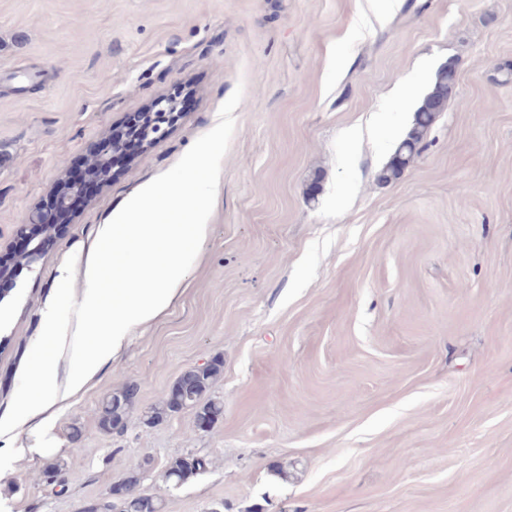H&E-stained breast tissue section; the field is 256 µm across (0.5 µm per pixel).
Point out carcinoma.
I'll list each match as a JSON object with an SVG mask.
<instances>
[{"instance_id": "1", "label": "carcinoma", "mask_w": 512, "mask_h": 512, "mask_svg": "<svg viewBox=\"0 0 512 512\" xmlns=\"http://www.w3.org/2000/svg\"><path fill=\"white\" fill-rule=\"evenodd\" d=\"M455 84L456 71L453 65H444L435 73L431 91L422 98L411 128L397 144L390 162L381 169L378 175L380 181L388 183L398 179L404 169L421 153L436 114L444 108ZM223 368L224 360L214 356L185 371L177 379L184 387V391L179 394L183 408L207 414L214 425L224 416V405L208 396V392ZM130 405V391L127 388L106 395L97 411L100 427L106 432L124 430ZM176 413L178 410L175 400L169 396L151 408L145 422L156 424ZM209 466L210 460L204 456H194L192 464L184 457H177L167 468V478L174 483L183 484L194 476L206 473ZM137 481L138 477L133 473L122 481L124 488L131 491L128 512H163L164 504L161 499L134 492Z\"/></svg>"}]
</instances>
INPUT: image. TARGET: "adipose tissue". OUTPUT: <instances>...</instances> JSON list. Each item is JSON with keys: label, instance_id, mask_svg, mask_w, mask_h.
I'll return each instance as SVG.
<instances>
[{"label": "adipose tissue", "instance_id": "obj_1", "mask_svg": "<svg viewBox=\"0 0 512 512\" xmlns=\"http://www.w3.org/2000/svg\"><path fill=\"white\" fill-rule=\"evenodd\" d=\"M179 181L144 188L124 210L100 224L83 268L84 288L64 344L75 370L65 380L37 375L0 437L18 435L34 418H50L59 402L81 392L115 361L140 329L174 301L196 244L209 230L217 167L206 152L187 156Z\"/></svg>", "mask_w": 512, "mask_h": 512}]
</instances>
